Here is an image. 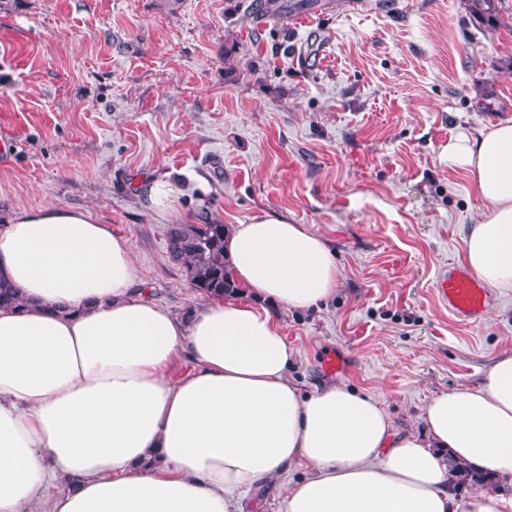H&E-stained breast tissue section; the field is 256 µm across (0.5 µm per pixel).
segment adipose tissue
Listing matches in <instances>:
<instances>
[{
  "mask_svg": "<svg viewBox=\"0 0 512 512\" xmlns=\"http://www.w3.org/2000/svg\"><path fill=\"white\" fill-rule=\"evenodd\" d=\"M486 210L461 260L512 290V120L444 147ZM171 170L141 183L161 215L202 197ZM250 301L213 298L179 320L143 291L122 236L66 205L21 210L0 230V512H244L246 493L296 467L284 512H512V497L448 489L450 463L512 482V354L477 387L424 405L398 431L377 398L344 385L303 393L275 306L331 301L341 270L327 240L275 215L228 233ZM190 367L179 376L171 368ZM53 483L63 490L47 498Z\"/></svg>",
  "mask_w": 512,
  "mask_h": 512,
  "instance_id": "1",
  "label": "adipose tissue"
}]
</instances>
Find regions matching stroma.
<instances>
[{"instance_id":"35a3bbf8","label":"stroma","mask_w":512,"mask_h":512,"mask_svg":"<svg viewBox=\"0 0 512 512\" xmlns=\"http://www.w3.org/2000/svg\"><path fill=\"white\" fill-rule=\"evenodd\" d=\"M288 2L0 0V229L21 207L88 211L179 317L202 296L143 176H204L199 208L227 225H308L343 274L327 306L278 311L291 379L367 391L417 431L434 395L512 353V291L475 323L435 292L486 209L442 151L512 118V0L489 25L465 0H320L302 22Z\"/></svg>"}]
</instances>
